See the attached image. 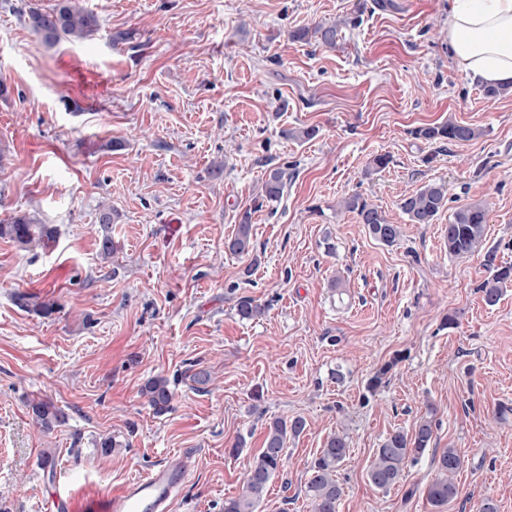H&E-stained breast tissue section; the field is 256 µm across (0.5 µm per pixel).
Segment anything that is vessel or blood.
Here are the masks:
<instances>
[{"instance_id":"obj_1","label":"vessel or blood","mask_w":512,"mask_h":512,"mask_svg":"<svg viewBox=\"0 0 512 512\" xmlns=\"http://www.w3.org/2000/svg\"><path fill=\"white\" fill-rule=\"evenodd\" d=\"M187 465H162L118 490L85 501L89 512H170L177 488L185 481Z\"/></svg>"}]
</instances>
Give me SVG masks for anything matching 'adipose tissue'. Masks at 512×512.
<instances>
[{"mask_svg": "<svg viewBox=\"0 0 512 512\" xmlns=\"http://www.w3.org/2000/svg\"><path fill=\"white\" fill-rule=\"evenodd\" d=\"M450 56L473 77L512 84V0H448Z\"/></svg>", "mask_w": 512, "mask_h": 512, "instance_id": "obj_1", "label": "adipose tissue"}]
</instances>
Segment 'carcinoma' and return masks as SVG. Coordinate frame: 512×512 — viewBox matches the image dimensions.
<instances>
[{
    "label": "carcinoma",
    "instance_id": "carcinoma-1",
    "mask_svg": "<svg viewBox=\"0 0 512 512\" xmlns=\"http://www.w3.org/2000/svg\"><path fill=\"white\" fill-rule=\"evenodd\" d=\"M28 27L48 46H55L62 40L80 41L98 28L97 16L84 8L80 0H58L50 10L32 9L27 13ZM414 135L434 144L445 142H467L480 135V131L469 125L448 121L428 125L415 130ZM285 174L279 169L270 171L264 185V197L268 202L277 201L282 195ZM448 204V187L443 182H428L402 195L400 208L412 224H432ZM345 211L357 216L365 225L369 235L386 246L399 242L401 227L388 222L377 206L369 203L360 194H347L342 198ZM489 215L486 204L468 203L461 205L448 217V254L453 256L481 255L482 266L488 277L480 284V291L486 305L497 304L503 285L512 281V264L498 260V250L484 247L485 226ZM252 225L243 218L237 232L227 244L228 250L236 255L248 256L253 251ZM0 237H8L22 248L46 247L53 239V230L41 223L35 216L19 214L7 224H0ZM261 314V306L252 297H241L236 304V315L242 321H250ZM142 393L148 404L157 413L169 408L172 392L166 377L158 375L148 379ZM32 418L44 431L52 430L65 421V413L49 399L34 400L30 403ZM306 428V422L299 418L289 421L274 419L267 424L263 448L250 465L243 480L241 491L224 499V512H256L264 498L272 476L283 462L288 436H298ZM436 423L426 417L417 421L414 431L396 430L384 439L376 449L374 459L367 471L369 482L377 489L388 490L400 482L408 463L421 458L434 441ZM349 453L346 436L336 433L327 438L310 468L305 484V495L312 512H336L341 497L337 479L338 470ZM436 477L427 489L432 506L443 507L454 501L459 494L453 477L461 467V458L455 448H444L433 454Z\"/></svg>",
    "mask_w": 512,
    "mask_h": 512
}]
</instances>
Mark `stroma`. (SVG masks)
Here are the masks:
<instances>
[{
	"mask_svg": "<svg viewBox=\"0 0 512 512\" xmlns=\"http://www.w3.org/2000/svg\"><path fill=\"white\" fill-rule=\"evenodd\" d=\"M55 2L0 0V223L30 213L54 230L44 249L0 238V512L185 457L171 512H224L267 423L298 416L257 512H310V465L340 430L338 512H478L486 498L512 512V283L486 306L481 258L449 255L447 215L413 224L399 206L430 181L449 208L491 202L485 244L512 264V95L487 98L449 58L448 0H82L97 31L49 47L25 17ZM319 24L339 25L335 47ZM450 119L480 137L414 135ZM309 126L313 140L294 138ZM378 154L391 161L375 171ZM274 168L285 187L265 203ZM355 192L400 225L397 245L337 210ZM245 219L240 257L226 244ZM242 296L263 314L239 320ZM156 375L174 395L162 414L141 393ZM37 398L65 423L38 428ZM429 412L435 448L462 460L441 511L431 455L389 490L367 479L386 436ZM252 224L248 220H243L242 224H238L237 232L227 244L228 250L236 255L248 256L253 251L252 245Z\"/></svg>",
	"mask_w": 512,
	"mask_h": 512,
	"instance_id": "35a3bbf8",
	"label": "stroma"
}]
</instances>
